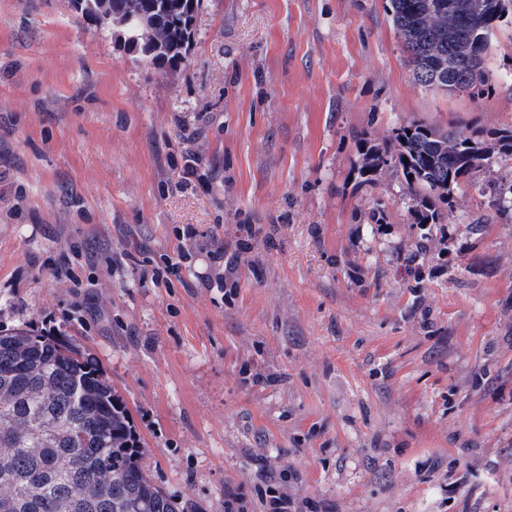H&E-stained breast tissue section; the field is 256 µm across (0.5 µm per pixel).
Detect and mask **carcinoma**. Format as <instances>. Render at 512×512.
Wrapping results in <instances>:
<instances>
[{"mask_svg":"<svg viewBox=\"0 0 512 512\" xmlns=\"http://www.w3.org/2000/svg\"><path fill=\"white\" fill-rule=\"evenodd\" d=\"M190 0H137L150 20L170 26L148 57L178 68L194 36L178 25ZM390 18L426 90L480 94L490 88L485 66L496 23L512 0H389ZM469 59L460 82L448 51ZM358 175L367 183L390 165L402 173L415 201L417 259L433 232L449 223L454 193L499 153L512 154V129H442L415 120L386 138H358ZM145 453L121 395L97 360L76 346L30 330L0 331V512H179L143 463Z\"/></svg>","mask_w":512,"mask_h":512,"instance_id":"cac0c4a2","label":"carcinoma"}]
</instances>
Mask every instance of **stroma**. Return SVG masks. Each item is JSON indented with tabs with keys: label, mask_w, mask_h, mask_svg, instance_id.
<instances>
[{
	"label": "stroma",
	"mask_w": 512,
	"mask_h": 512,
	"mask_svg": "<svg viewBox=\"0 0 512 512\" xmlns=\"http://www.w3.org/2000/svg\"><path fill=\"white\" fill-rule=\"evenodd\" d=\"M386 6L204 0L162 74L72 0H0V330L97 358L180 512L229 488L265 512L291 471L319 512H512V156L457 192L419 281L399 171H356L361 131L512 126V14L474 97L415 84ZM188 226L236 255L232 301L125 256ZM64 260L78 288L44 273Z\"/></svg>",
	"instance_id": "stroma-1"
}]
</instances>
